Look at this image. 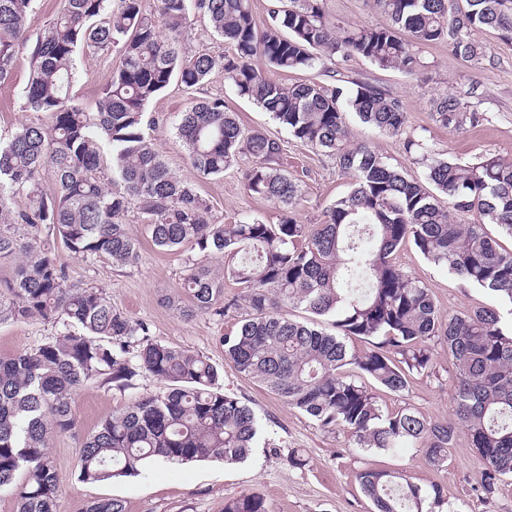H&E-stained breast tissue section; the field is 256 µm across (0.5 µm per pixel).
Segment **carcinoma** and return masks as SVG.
<instances>
[{
	"mask_svg": "<svg viewBox=\"0 0 512 512\" xmlns=\"http://www.w3.org/2000/svg\"><path fill=\"white\" fill-rule=\"evenodd\" d=\"M385 26L336 21L327 0H278L259 28L251 0H194L214 33L233 48L218 59L185 46L189 0H62L35 43L25 35L31 0H0V83L27 52L30 78L24 110L37 120L0 142V260L13 262L0 279V322L41 320L64 331L37 347L0 357V491L14 492L16 512H60L54 437H78L71 405L90 381L129 387L145 372L165 383L116 410L79 437L83 482L138 474L146 461L185 464L245 460L256 443L253 409L224 391L220 369L204 356L150 338L146 323L112 305L100 288L66 285V271L43 232L82 258L106 256L117 266L138 259L126 230L137 209L157 248L198 249L182 281L192 317H223L239 307L218 305L224 280L245 289L244 317L221 337L224 358L288 407L324 430L346 428L366 450L416 448L434 466L463 435L484 462L477 490L490 499L512 478V249L488 235L496 226L512 238V159L485 156L471 163L439 156L406 135L403 101L386 88L348 78L345 85H285L271 73L320 68L336 77V60L361 57L380 69L419 76L422 49L446 43L474 60L472 39L493 30L512 42V0H372ZM117 50L119 64L96 109L71 95L81 48ZM261 58L265 66L255 63ZM220 68L224 80L269 113L296 141L334 158L353 188L317 224L283 215L216 224L195 185L177 177L144 135L149 102L176 79L197 90ZM387 137H404L421 177L392 166L379 150L351 141L348 115ZM434 122L457 132L482 112L453 94L431 99ZM176 130L203 179L237 167L245 193L288 209L297 179L281 168L283 143L262 130H244L224 100L195 99ZM51 180L56 192H43ZM26 198L15 209L13 199ZM469 213L458 224L451 212ZM412 244L490 307L443 318L429 288L398 268L392 254ZM314 316L295 320L287 307ZM333 328H323L321 320ZM368 340L360 352L345 339ZM448 352L454 419L432 422L404 408L388 413L366 384L407 389L415 374L435 371L431 343ZM352 368L356 377L344 374ZM376 512H426L444 490L411 483L397 471L364 467L357 474ZM85 512H126L103 498ZM224 512H266L258 494L224 503Z\"/></svg>",
	"mask_w": 512,
	"mask_h": 512,
	"instance_id": "carcinoma-1",
	"label": "carcinoma"
}]
</instances>
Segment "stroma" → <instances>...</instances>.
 Returning <instances> with one entry per match:
<instances>
[{"mask_svg": "<svg viewBox=\"0 0 512 512\" xmlns=\"http://www.w3.org/2000/svg\"><path fill=\"white\" fill-rule=\"evenodd\" d=\"M474 38L485 48L484 56L474 61L455 55L444 44L426 47L423 55L429 69L423 77H410L396 69L381 70L357 57L337 62L336 68L342 76L365 79L399 97L407 112V134L421 140L428 149L462 162L484 156L512 159V43L502 42L489 30L475 33ZM118 62L114 52L78 53L74 97L87 107H95ZM28 78V61L22 55L11 81L0 84L2 140L9 138L19 124L33 118L32 113L23 109ZM435 92H448L478 104L484 120L463 133L449 132L431 119L428 99ZM194 95L223 98L225 106L236 112L244 127L261 128L284 139L283 167L297 179L301 190L299 202L292 210L299 223H319L325 208L350 191V178L338 171L333 160L290 138L287 130L225 82L223 73H215L193 93L174 81L148 105L154 123L146 134L171 171L195 183L198 192L208 200L215 222L235 224L257 219L277 224L283 211L278 205L245 194L239 172L228 171L224 176L209 179L196 177L174 129L178 113ZM349 128L352 140L378 149L394 167L422 175V168L405 151L402 139L385 137L354 117L349 120ZM127 231L139 246L138 262L128 267L115 266L104 256L77 258L63 244H56L68 285L104 289L114 306L149 324L152 339L209 358L222 372L225 391L254 409L260 434L252 455L239 464L227 465L219 458L187 464L151 460L135 476L82 482L78 479L77 435L92 431L113 411L127 407L137 397L155 392L160 386L159 380L145 373L137 378L134 388L125 391L88 384L72 403L76 435L57 436L52 444L61 478V512H84L91 501L104 497L123 500L127 512H224L225 501L246 493L260 494L267 512H373L372 502L356 480L359 470L370 464L403 472L425 490L434 484L442 486L449 512H512V480L502 483L489 501L476 491V477L483 463L466 439H459L456 447L449 449L448 461L440 468L431 465L415 448L368 452L358 448L343 428L329 432L320 429L311 418L289 408L265 387L239 374L225 361L219 343L220 336L234 330L236 315L220 319L199 314L187 318L179 313L178 307L166 303L170 297L179 300L180 305L188 302L181 283L190 249L159 250L153 245L146 224L134 211L127 218ZM395 263L427 284L443 315L490 303L486 293L462 285L447 268L425 260L414 246L401 248ZM58 332L57 326L42 321L2 322L0 356L34 348ZM433 353L437 363L435 373L413 376L404 393L375 387L377 400L386 412L410 407L431 421L451 417L448 353L439 344L434 345ZM294 451L304 456V467L289 464L288 456Z\"/></svg>", "mask_w": 512, "mask_h": 512, "instance_id": "obj_1", "label": "stroma"}]
</instances>
